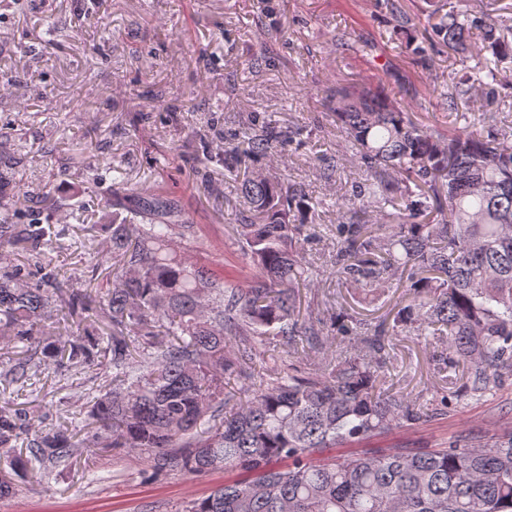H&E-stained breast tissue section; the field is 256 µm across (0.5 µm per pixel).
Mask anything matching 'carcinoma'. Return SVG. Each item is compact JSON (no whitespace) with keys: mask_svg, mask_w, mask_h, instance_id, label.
I'll use <instances>...</instances> for the list:
<instances>
[{"mask_svg":"<svg viewBox=\"0 0 512 512\" xmlns=\"http://www.w3.org/2000/svg\"><path fill=\"white\" fill-rule=\"evenodd\" d=\"M432 14L416 53L463 48L476 35L496 57L512 56L509 26L492 14ZM505 83L487 67L455 87L476 85L491 101ZM326 100L365 174L336 199L337 280L365 295L403 284L408 298L392 329L440 340L447 364L462 369L463 392L493 391L512 376V133L480 118L434 130L379 88L338 87ZM303 135L258 115L234 133L249 157L269 160ZM238 190L248 212L238 243L255 267L246 285L185 252L194 224L171 199L116 194L112 205L126 215L107 225L113 279L64 300L70 317L108 333L58 337L33 352V326L58 291L43 262L54 225L15 223L0 172V341L19 354L8 378L24 384L38 355L57 367L112 365V391L93 403L94 433L83 440L77 429L31 437L27 415L0 405V449L26 435L29 453L11 458L13 476L0 474V499L31 463L46 470L78 446L91 456L105 446L144 455L158 470L239 474L182 512H512V430L487 445L323 455L427 417L388 385L380 329L314 373L290 363L255 387L230 385L271 334L288 355L300 342L316 353L354 335L345 314L328 332L322 318L299 319V292L311 282L303 229L320 202L262 174L244 176ZM15 245L26 264L7 261Z\"/></svg>","mask_w":512,"mask_h":512,"instance_id":"obj_1","label":"carcinoma"}]
</instances>
